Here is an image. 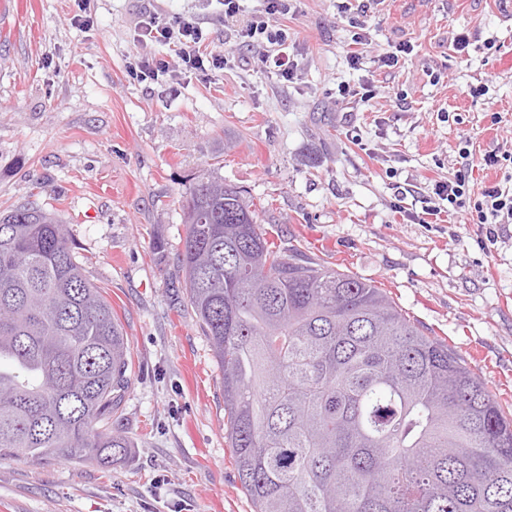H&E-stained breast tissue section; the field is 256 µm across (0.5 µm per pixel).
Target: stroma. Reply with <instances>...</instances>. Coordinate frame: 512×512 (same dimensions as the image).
I'll list each match as a JSON object with an SVG mask.
<instances>
[{"mask_svg":"<svg viewBox=\"0 0 512 512\" xmlns=\"http://www.w3.org/2000/svg\"><path fill=\"white\" fill-rule=\"evenodd\" d=\"M78 4L0 0V211L37 193L105 290L132 349L112 424L134 446L107 470L0 455V512H252L177 262L183 197L205 171L261 204L269 240L337 255L386 289L512 412V225L487 237L436 193L461 134L474 156L512 152L511 14L493 0H373L355 65L349 15L299 0L285 18L287 80L261 68L216 2L94 0L83 27ZM148 11L199 16L229 62L132 78L136 54H169L133 41ZM393 51L398 65L379 66ZM483 81L488 94L472 97ZM366 83L369 101L339 99V85Z\"/></svg>","mask_w":512,"mask_h":512,"instance_id":"obj_1","label":"stroma"}]
</instances>
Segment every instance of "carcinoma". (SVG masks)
<instances>
[{"mask_svg":"<svg viewBox=\"0 0 512 512\" xmlns=\"http://www.w3.org/2000/svg\"><path fill=\"white\" fill-rule=\"evenodd\" d=\"M178 263L253 512H512V417L382 289L267 240L202 176ZM130 343L60 221L0 214V454L108 467Z\"/></svg>","mask_w":512,"mask_h":512,"instance_id":"obj_1","label":"carcinoma"}]
</instances>
